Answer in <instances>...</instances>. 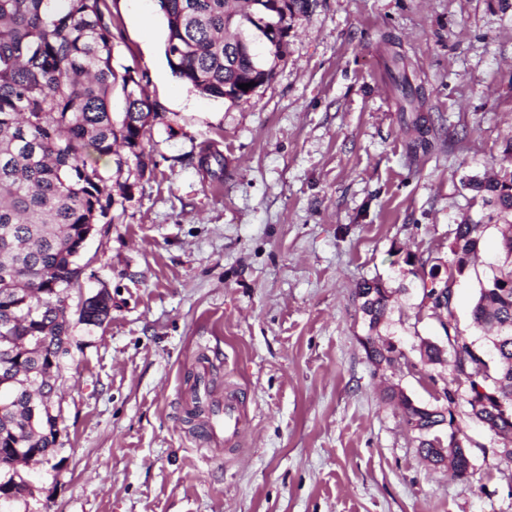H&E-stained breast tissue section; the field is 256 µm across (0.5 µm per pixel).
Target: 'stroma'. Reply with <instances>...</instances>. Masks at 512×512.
<instances>
[{
	"label": "stroma",
	"instance_id": "stroma-1",
	"mask_svg": "<svg viewBox=\"0 0 512 512\" xmlns=\"http://www.w3.org/2000/svg\"><path fill=\"white\" fill-rule=\"evenodd\" d=\"M107 4L113 66L137 72L157 112L154 166L122 173L131 190L69 292L75 312L108 288L112 312L71 326L59 467L23 468L32 495L0 512H512V463L464 413L469 480L423 462L384 390L432 405L450 371L373 365L357 297L389 283L380 334L411 361L444 340L420 262H448L456 225L491 212L465 182L498 173L512 143V0H310L273 77L235 102L172 73L157 0ZM393 51L439 130L431 151L410 150ZM209 148L223 175L201 165ZM498 257L491 225L455 289L459 332L483 349L470 306ZM197 386L238 396V442L211 446L188 422Z\"/></svg>",
	"mask_w": 512,
	"mask_h": 512
}]
</instances>
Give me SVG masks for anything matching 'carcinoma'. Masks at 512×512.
<instances>
[{
    "instance_id": "1",
    "label": "carcinoma",
    "mask_w": 512,
    "mask_h": 512,
    "mask_svg": "<svg viewBox=\"0 0 512 512\" xmlns=\"http://www.w3.org/2000/svg\"><path fill=\"white\" fill-rule=\"evenodd\" d=\"M167 26L165 57L172 72L201 94L231 102L246 97L239 88L274 68L261 53L244 46L229 30L250 34L271 29L268 54L281 58L288 18L308 8L309 0H158ZM106 0H0V400L12 411L0 415V498L25 496L27 480L19 464L47 460L55 452L57 420L50 408L54 376L69 355L68 290L78 284L83 242L91 224H110L114 196L112 171L92 156L114 158L116 172L134 164L139 177L153 165L142 137L154 106L129 68L112 65V20ZM387 68L404 101L411 102L404 57L394 52ZM119 90L124 109L112 111ZM407 120L418 130L412 151L432 146L431 128L416 112ZM467 186L483 194L503 223L501 257L485 278L471 316L493 331L494 364L468 338L459 335L453 284L431 283L429 310L442 317L448 350L428 345L420 353L433 365L448 363L452 379L442 406L423 405L389 387L386 400L413 425L421 457L438 466L439 445L453 449L448 464L457 477L469 475L467 442L455 409L466 408L493 435L512 437V171L496 179L471 178ZM487 225H456L448 273L465 275ZM392 288L365 280L358 288L360 310L373 331L389 313ZM112 300L91 296L79 320L100 326ZM377 362L388 342L367 335L360 340ZM36 409H31L30 401Z\"/></svg>"
}]
</instances>
